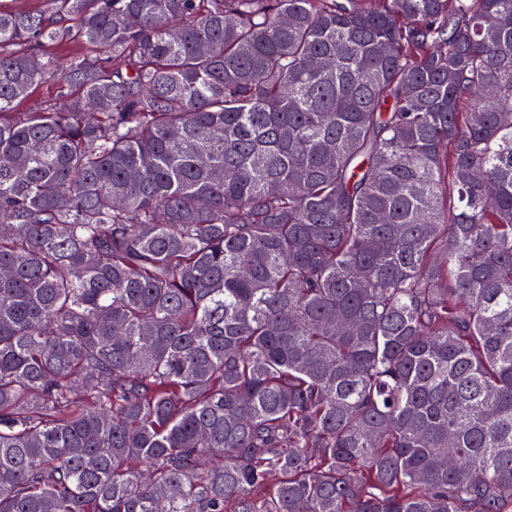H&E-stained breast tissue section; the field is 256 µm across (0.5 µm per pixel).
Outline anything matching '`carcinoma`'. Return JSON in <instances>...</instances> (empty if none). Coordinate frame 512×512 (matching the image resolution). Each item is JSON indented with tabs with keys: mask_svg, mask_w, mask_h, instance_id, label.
Returning <instances> with one entry per match:
<instances>
[{
	"mask_svg": "<svg viewBox=\"0 0 512 512\" xmlns=\"http://www.w3.org/2000/svg\"><path fill=\"white\" fill-rule=\"evenodd\" d=\"M48 2L0 6V512H512V0ZM75 93V89L68 87L61 80H48L35 86L27 98L16 107V112H29L46 106H61L66 95Z\"/></svg>",
	"mask_w": 512,
	"mask_h": 512,
	"instance_id": "cac0c4a2",
	"label": "carcinoma"
}]
</instances>
